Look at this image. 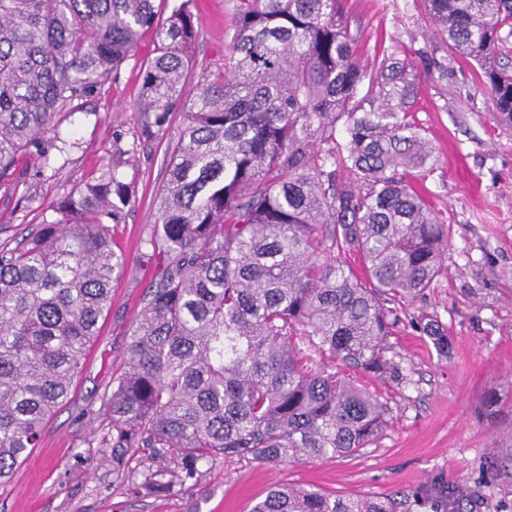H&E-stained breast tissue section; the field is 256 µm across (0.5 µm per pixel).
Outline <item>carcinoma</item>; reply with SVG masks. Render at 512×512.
Here are the masks:
<instances>
[{
  "instance_id": "1",
  "label": "carcinoma",
  "mask_w": 512,
  "mask_h": 512,
  "mask_svg": "<svg viewBox=\"0 0 512 512\" xmlns=\"http://www.w3.org/2000/svg\"><path fill=\"white\" fill-rule=\"evenodd\" d=\"M228 72L185 93L196 37L188 4L0 0V181L55 114L156 49L140 111L183 126L145 247L161 268L112 376L101 439L144 496L194 485L218 455L263 464L352 456L386 406L350 374L401 382L386 356L396 309L432 286L450 228L414 191L433 170L407 121L419 76L385 55L360 64L345 0H236ZM448 46L481 69L512 123V0H425ZM343 128L336 141V125ZM132 203L109 171L64 196L59 218L0 250V482L68 400L125 259L110 224ZM361 257L363 277L342 261ZM439 353L448 336L425 323ZM250 512H393L389 502L271 488Z\"/></svg>"
}]
</instances>
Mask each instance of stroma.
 <instances>
[{
	"label": "stroma",
	"mask_w": 512,
	"mask_h": 512,
	"mask_svg": "<svg viewBox=\"0 0 512 512\" xmlns=\"http://www.w3.org/2000/svg\"><path fill=\"white\" fill-rule=\"evenodd\" d=\"M236 0H193L198 35L186 76L222 69L235 31ZM362 36L361 64L385 53L413 61L419 88L408 119L422 126L437 165L414 186L452 235L432 288L399 308L389 342L405 380L369 382L388 407L379 438L359 454L261 464L217 457L197 485L160 498L140 496L112 472L104 393L121 367L128 336L155 279L144 241L156 220L181 126L149 133L139 110L142 70L154 55L153 31L137 53L91 95L59 112L0 182V249H10L55 219L54 207L81 183L109 170L130 183L133 204L111 235L126 258L112 302L69 402L45 429L39 448L0 485V512H248L277 484L390 500L395 512H458L435 483L473 496L472 512H512V124L497 121L481 72L451 54L422 0H347ZM444 327L440 355L419 328L421 316ZM498 460L503 472L488 470Z\"/></svg>",
	"instance_id": "stroma-1"
}]
</instances>
